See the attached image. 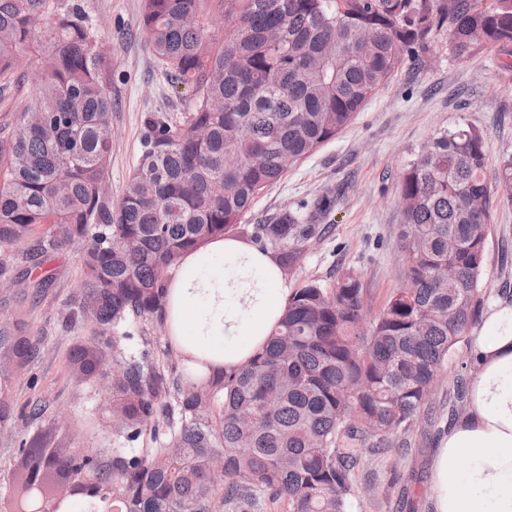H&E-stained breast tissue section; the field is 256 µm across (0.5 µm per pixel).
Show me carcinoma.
Listing matches in <instances>:
<instances>
[{"label":"carcinoma","instance_id":"cac0c4a2","mask_svg":"<svg viewBox=\"0 0 512 512\" xmlns=\"http://www.w3.org/2000/svg\"><path fill=\"white\" fill-rule=\"evenodd\" d=\"M217 8L224 40L207 34ZM141 30L181 113L152 112L119 198L112 59L84 0H0V76L27 53L34 104L0 125V281L35 256L77 247L83 280L68 325L94 329L66 368L105 386L112 456L28 445L16 380L38 355L25 315H0V432L18 444L27 512H351L352 448L387 453L432 414L434 377L489 297L483 262L498 200L484 131L436 134L401 174L406 283L369 320L360 277L296 289L265 348L206 379L125 357L133 324L163 311L168 269L237 230L257 196L348 127L405 59L512 46V0H142ZM496 179L512 186V154ZM327 192L252 227L282 271L320 236ZM450 263L456 277L438 267Z\"/></svg>","mask_w":512,"mask_h":512}]
</instances>
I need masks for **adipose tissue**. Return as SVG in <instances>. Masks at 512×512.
Instances as JSON below:
<instances>
[{
	"label": "adipose tissue",
	"mask_w": 512,
	"mask_h": 512,
	"mask_svg": "<svg viewBox=\"0 0 512 512\" xmlns=\"http://www.w3.org/2000/svg\"><path fill=\"white\" fill-rule=\"evenodd\" d=\"M166 288L167 334L202 377L262 350L291 293L271 255L236 236L185 254ZM473 354L466 410L432 460L434 512H512V301L486 307Z\"/></svg>",
	"instance_id": "ef3b65f1"
}]
</instances>
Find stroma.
Returning a JSON list of instances; mask_svg holds the SVG:
<instances>
[{
    "instance_id": "stroma-1",
    "label": "stroma",
    "mask_w": 512,
    "mask_h": 512,
    "mask_svg": "<svg viewBox=\"0 0 512 512\" xmlns=\"http://www.w3.org/2000/svg\"><path fill=\"white\" fill-rule=\"evenodd\" d=\"M106 49L112 54L113 194H120L132 171L145 131L147 113L182 111L185 99L164 80L141 31V0H85ZM497 49L466 58L452 57L438 44L433 62L419 67L405 61L390 82L358 112L334 140L290 169L286 178L261 193L247 221L251 224L294 210L329 188L342 187L323 224L326 235L304 243L300 262L287 275L289 288L316 280L333 284L345 270L357 273L366 290L368 317H375L393 291L404 285L398 235L404 222L399 177L433 135L463 124L486 133L490 165L512 153V68ZM15 80L0 93V120L17 118L33 101V65L22 55L13 66ZM24 282L50 276L40 295L22 288H0V311H24L40 353L18 378V404L40 401L42 417L22 427L24 437L44 439L58 452L85 449L111 455L107 401L98 387L71 379L65 357L90 329L71 332L61 326L66 300L81 282L75 249L26 263ZM484 283L491 298L512 297V201L501 200L490 225ZM451 423L440 415L417 422L407 454H361L353 473V512H433V452Z\"/></svg>"
}]
</instances>
